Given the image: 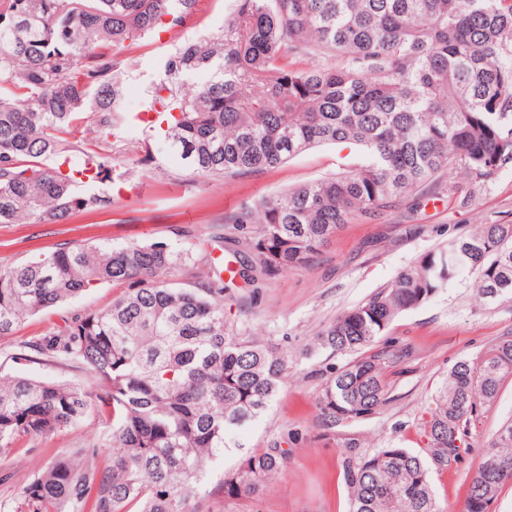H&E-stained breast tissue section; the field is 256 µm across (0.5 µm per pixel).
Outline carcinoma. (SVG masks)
Masks as SVG:
<instances>
[{
  "label": "carcinoma",
  "mask_w": 512,
  "mask_h": 512,
  "mask_svg": "<svg viewBox=\"0 0 512 512\" xmlns=\"http://www.w3.org/2000/svg\"><path fill=\"white\" fill-rule=\"evenodd\" d=\"M197 0H0V224H57L112 206L109 143L122 121L111 49L182 27ZM153 103L165 147L187 172L236 179L277 169L312 148L348 143L362 162L301 183L226 220L215 241L244 246L266 276L311 264L346 224L374 220L444 171L486 181L512 168V0H235L224 35L182 43ZM210 81L179 95L173 80ZM95 141L78 136L85 112ZM257 228L247 235V225ZM199 241L67 242L0 269V338L30 317L103 284L128 291L101 310L19 344L16 364L51 363L88 384L0 373V479L17 446L94 412L99 441L29 474L11 512H193L188 503L219 448L263 415L288 356L224 317L219 275L172 281L199 262ZM476 272L477 297L512 301V224L448 237L365 302L341 313L307 352L353 359L326 369L324 421L366 419L386 402L382 350L364 355L401 314ZM512 375V337L463 359L420 424L426 448L389 445L347 466L351 512H447L431 486V448L460 442L479 407ZM112 448L101 458L98 449ZM288 464L277 441L245 456L222 484L253 493ZM512 483V423L493 435L468 485L466 512H488Z\"/></svg>",
  "instance_id": "cac0c4a2"
}]
</instances>
